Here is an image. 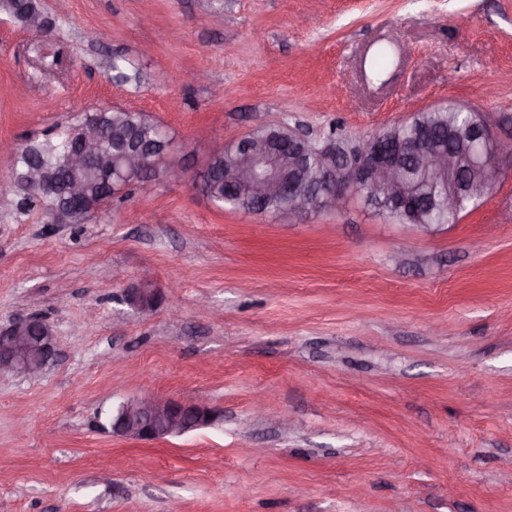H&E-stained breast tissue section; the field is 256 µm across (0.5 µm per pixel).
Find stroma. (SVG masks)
<instances>
[{
    "instance_id": "stroma-1",
    "label": "stroma",
    "mask_w": 512,
    "mask_h": 512,
    "mask_svg": "<svg viewBox=\"0 0 512 512\" xmlns=\"http://www.w3.org/2000/svg\"><path fill=\"white\" fill-rule=\"evenodd\" d=\"M38 3L52 37L0 8V141L141 110L192 173L261 125L357 142L449 104L512 138V0ZM30 314L56 356L0 375V512H512L510 160L422 233L357 195L283 224L157 180L50 224L2 193L0 323ZM145 394L221 416L102 429ZM157 289L153 288L151 282L143 280L124 292L123 301L141 315L153 312L156 300Z\"/></svg>"
}]
</instances>
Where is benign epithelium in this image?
<instances>
[{
	"mask_svg": "<svg viewBox=\"0 0 512 512\" xmlns=\"http://www.w3.org/2000/svg\"><path fill=\"white\" fill-rule=\"evenodd\" d=\"M466 137L468 165L489 178L497 172L502 159H512V140L495 138L485 122L467 130ZM297 139L308 144L310 154L295 149L285 153L275 143L260 140L251 132L242 136L235 143V156L225 167L226 180L254 198L287 199L288 209L280 214L285 222L310 212L315 202L337 206L352 195H369L375 188L384 190L395 206H404L409 201L401 155L387 154L376 146L344 155L332 141L321 145L300 132ZM175 152L176 146L166 140L155 150L132 145L121 156L122 166L116 168L112 166V153L104 147L100 126L89 122L81 128L79 147L68 157V169L73 173L70 179L60 184L49 179L43 168L34 166L26 171L25 182L30 193L43 200H52L62 193L81 198L85 184L76 173L89 169L113 181L117 189L125 187L129 174L139 172L146 188L159 178H185L186 171L171 161ZM403 154L420 171L448 176V208H456L464 189L454 181L461 157L451 149L434 148L421 138L405 143ZM157 296L151 282L143 280L125 290L123 301L137 313L147 315L153 312ZM53 355L54 335L43 318H14L0 328V373L36 376ZM217 419V412L203 400L144 396L120 404L110 431L125 438L153 441L184 435Z\"/></svg>",
	"mask_w": 512,
	"mask_h": 512,
	"instance_id": "benign-epithelium-1",
	"label": "benign epithelium"
}]
</instances>
